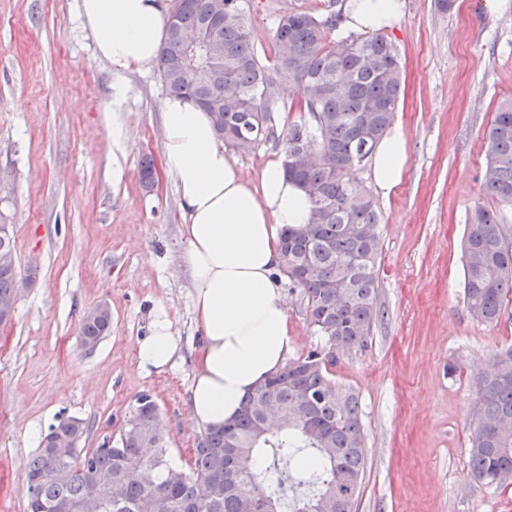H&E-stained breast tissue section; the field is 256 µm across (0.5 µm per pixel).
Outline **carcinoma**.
Returning <instances> with one entry per match:
<instances>
[{"label":"carcinoma","mask_w":512,"mask_h":512,"mask_svg":"<svg viewBox=\"0 0 512 512\" xmlns=\"http://www.w3.org/2000/svg\"><path fill=\"white\" fill-rule=\"evenodd\" d=\"M222 6L211 31L224 46V77L203 82L185 62L186 29L197 30ZM336 15L291 11L274 30V60L257 53L244 21V0H176L159 57L167 94L210 113L225 148L249 152L262 144L283 147L289 178L311 201L308 224L283 230V271L303 288L314 335L322 350L291 361L242 403L238 414L198 438L190 473L167 465V440L157 404L138 399L133 419L116 446L61 448L40 443L26 468L27 512H74L101 502L100 512H353L366 464V437L358 394L338 385L322 354L365 348L384 316L377 302L380 208L357 172L392 127L402 89L394 44L382 36L328 39ZM278 81L295 83L298 111L308 118L288 126L270 94ZM485 190L512 203V100L502 101L486 132ZM23 280L13 230L0 226V304L16 302ZM512 300V236L493 209L476 207L463 246V301L477 322L499 321ZM112 325L101 303L81 324L83 344H97ZM477 399L468 433L469 474L483 485L512 478V347L497 352L492 370L474 377ZM288 411L286 427L265 423L264 410ZM86 422L63 418L49 434L82 442ZM153 448L147 457L142 449ZM112 475V491L98 482ZM207 482L202 497L197 483Z\"/></svg>","instance_id":"carcinoma-1"}]
</instances>
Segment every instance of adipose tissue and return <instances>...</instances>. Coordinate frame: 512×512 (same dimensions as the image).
Instances as JSON below:
<instances>
[{
    "label": "adipose tissue",
    "mask_w": 512,
    "mask_h": 512,
    "mask_svg": "<svg viewBox=\"0 0 512 512\" xmlns=\"http://www.w3.org/2000/svg\"><path fill=\"white\" fill-rule=\"evenodd\" d=\"M96 57L112 68V106L120 108L126 73L150 72L167 33V0H76ZM405 0H345L338 29L378 34L399 29ZM164 166L180 202L182 264L202 342L193 365L189 419L195 427L223 425L243 400L284 367L291 350L288 308L278 284L279 233L307 223L311 202L281 162L257 181L243 177L215 135L209 112L167 96L160 115ZM407 162L401 129L386 133L372 160L381 195L400 184ZM165 309H156L137 348L143 371L163 370L181 355Z\"/></svg>",
    "instance_id": "ef3b65f1"
}]
</instances>
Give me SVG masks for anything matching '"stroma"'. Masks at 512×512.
<instances>
[{"instance_id": "stroma-1", "label": "stroma", "mask_w": 512, "mask_h": 512, "mask_svg": "<svg viewBox=\"0 0 512 512\" xmlns=\"http://www.w3.org/2000/svg\"><path fill=\"white\" fill-rule=\"evenodd\" d=\"M395 44L403 84L395 123L408 160L397 189L377 197L382 220L378 303L384 318L367 348L338 354V384L358 393L367 464L355 512H512L501 487L468 474L473 375L512 345V302L496 325L463 303L462 241L478 206L512 225V205L487 196L485 133L512 99V4L405 0ZM340 0H246L262 60L284 13L341 11ZM111 67L79 23L76 0H0V218L13 227L16 263L32 280L0 325V512H26L24 473L59 419L87 422L83 447L117 444L141 395L155 400L170 462L188 470L200 428L188 419L201 343L189 296L176 188L143 157L162 161L157 72L130 73L113 111ZM129 139L116 147L115 132ZM291 357L314 348L301 288L281 277ZM105 303L112 327L85 348L80 324ZM180 336L182 357L139 369L137 344L155 307Z\"/></svg>"}]
</instances>
